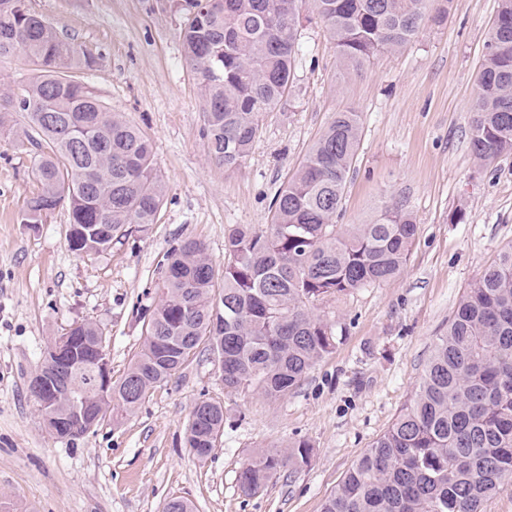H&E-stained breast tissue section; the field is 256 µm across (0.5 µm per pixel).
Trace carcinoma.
Masks as SVG:
<instances>
[{
  "label": "carcinoma",
  "instance_id": "1",
  "mask_svg": "<svg viewBox=\"0 0 512 512\" xmlns=\"http://www.w3.org/2000/svg\"><path fill=\"white\" fill-rule=\"evenodd\" d=\"M430 0H185L180 37L199 75L209 157L232 171L258 139L263 116L288 96L299 51L303 4L325 24L357 71L409 41L422 23H440L448 2ZM20 56L34 75L8 102L27 119L24 136L39 150V191L23 222L39 224L65 203L69 228H97L94 254L155 223L166 195L147 138L104 106L78 78L91 56L58 37L25 0H0V58ZM470 147L487 164L512 153V0H501L478 74ZM361 119L338 112L295 175L273 199L266 229L225 230L224 265L202 242L183 240L166 255L159 301L124 377L112 384L109 414L133 413L203 349L224 358V389L277 399L300 386L342 337L314 314L318 303L379 285L404 269L416 224L398 206L366 224H338L360 145ZM95 323L73 369L87 375L98 356ZM191 449L214 448L224 407L197 402ZM310 444L268 451L243 469L239 487L254 496L285 468L308 465ZM512 484V245L466 288L438 339L412 403L347 472L322 512H484Z\"/></svg>",
  "mask_w": 512,
  "mask_h": 512
}]
</instances>
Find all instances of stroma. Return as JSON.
I'll return each mask as SVG.
<instances>
[{"label":"stroma","instance_id":"35a3bbf8","mask_svg":"<svg viewBox=\"0 0 512 512\" xmlns=\"http://www.w3.org/2000/svg\"><path fill=\"white\" fill-rule=\"evenodd\" d=\"M80 51L81 80L150 141L166 196L156 224L107 252L67 242V205L22 221L39 190L36 150L0 137V512H321L353 463L412 401L466 288L512 243V154L483 164L470 148V107L499 0H451L403 46L346 72L325 25L304 13L288 97L264 119L246 161L210 160L198 76L185 60L182 0H28ZM361 116V141L339 217L363 224L395 204L417 224L403 273L321 302L342 342L302 384L269 400L228 392L207 352L154 388L130 416L67 442L46 428L29 380L48 343L74 323L107 334L113 380L143 340L164 255L203 241L223 265L230 224L264 228L271 201L336 113ZM203 399L223 405L224 432L205 458L186 442ZM303 439L307 466L247 497L239 475L256 454Z\"/></svg>","mask_w":512,"mask_h":512}]
</instances>
